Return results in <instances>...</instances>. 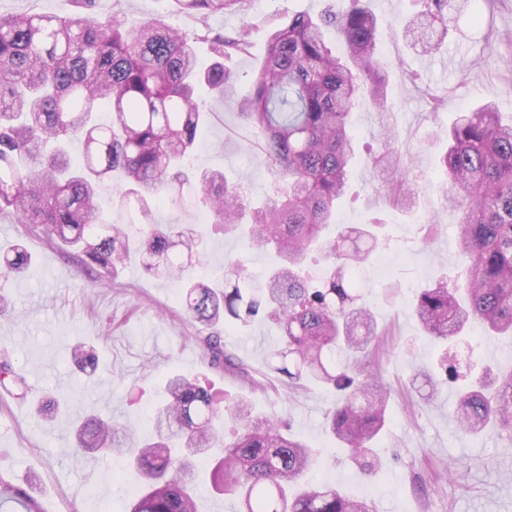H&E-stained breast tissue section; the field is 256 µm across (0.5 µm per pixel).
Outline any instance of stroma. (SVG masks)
Returning <instances> with one entry per match:
<instances>
[{
	"instance_id": "35a3bbf8",
	"label": "stroma",
	"mask_w": 512,
	"mask_h": 512,
	"mask_svg": "<svg viewBox=\"0 0 512 512\" xmlns=\"http://www.w3.org/2000/svg\"><path fill=\"white\" fill-rule=\"evenodd\" d=\"M473 2L484 18L481 32H473L467 16H460L442 48L427 54L409 46L399 28L414 16V0H371L387 110L379 112L367 100L355 106L352 134L358 152L335 221L347 226L380 217L389 241L377 252L375 264L362 272L363 301L386 332L381 373L396 390L390 419L376 443L375 471L355 468L327 428L324 414L335 401L332 391L312 385L292 391L270 374L265 357L278 343L279 332L269 320L221 329L225 351L256 382L250 388L247 379L209 367L196 342L202 328L180 306V282L146 275L134 254L116 275H108L85 266L76 249L49 239L39 226L1 214L0 226L11 231L0 250L23 246L31 261L23 272L0 278L10 310L0 317V356L11 360L29 388L23 401L0 391V472L18 483L37 474L42 512H124L138 475L118 457L66 455L74 418L113 413L139 438H150L158 385L172 372L199 378L229 397L247 394L257 411L284 421L316 450L319 464L308 475L312 483L367 500L375 512H512V438L463 436L452 419L458 397L452 386H442L428 404L408 389L413 374L433 364L439 352L438 343L423 336L411 314L416 294L437 276L453 280L461 271L456 220L442 192L445 135L457 113L487 99L497 104L503 121L512 120V44L505 40L512 34V0ZM328 4L242 0L203 20L180 13L175 0H96V9L122 14L131 24L162 15L189 32L207 26L231 33L251 24L250 54L231 62L239 91L246 94L264 56L269 22L284 23L298 13L316 15ZM425 87L443 98L438 110L428 106L421 93ZM209 103L217 117L200 133L194 164L223 171L229 183L241 185L248 201L264 203L273 195V182L259 149V131L223 100L213 97ZM386 124L412 161L419 198L408 213L388 204L383 176L371 164L383 149ZM152 212L160 224L200 225L206 252L189 267L188 278L220 273L225 260L241 250L237 236L206 224L202 207L165 203ZM432 219L440 223L438 235L420 242L421 224ZM79 343L94 346L102 364L90 387L71 361V349ZM452 349L462 376L487 368L500 375L512 372V341L481 328L458 338ZM50 392L69 395L73 414L38 417L37 407Z\"/></svg>"
}]
</instances>
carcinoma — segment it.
<instances>
[{
  "mask_svg": "<svg viewBox=\"0 0 512 512\" xmlns=\"http://www.w3.org/2000/svg\"><path fill=\"white\" fill-rule=\"evenodd\" d=\"M68 16L0 15V214L36 224L50 239L78 248L89 266L113 273L130 252L142 256L154 277L182 278L185 262L204 256V237L180 224L151 221V204H182L184 188L214 216L226 234L244 233L247 250L277 255L264 284L246 277L243 260L224 266L223 286L183 283L185 315L208 333L197 337L211 365L245 369L225 353L220 323L249 326L264 316L278 325L280 345L267 355L269 371L288 388L311 379L336 391L325 418L333 436L362 471L375 466L373 441L385 429L393 388L376 367L382 330L359 303L353 270L365 266L381 243L370 224L326 236L346 192L356 157L349 115L367 94L384 108L375 37L377 18L367 0H337L320 16L297 14L275 26L251 91L237 94V73L224 61L250 53L249 27L222 34L205 27L182 31L162 18L129 26L112 13H94L96 0H79ZM189 16L222 14L242 0H175ZM405 25L435 50L448 35V12L461 14L468 0H419ZM332 27L341 50L326 41ZM209 45L213 62L199 65L194 45ZM205 84L261 129L260 145L273 176L274 197L249 208L224 173L189 170L198 131L215 118L196 95ZM106 102L111 118L95 111ZM78 142L84 163L74 168L67 146ZM448 208L460 212L458 254L463 279L442 275L421 289L414 315L442 349L433 373L411 381L430 398L457 374L448 342L476 325L512 338V123L499 119L487 101L457 114L442 159ZM373 165L390 176L389 202L409 210L416 194L410 165L389 134ZM118 205L135 208L139 220L114 224L103 218V189L112 174ZM320 251L327 272L316 280L303 270L308 252ZM28 252L0 253V273L24 269ZM73 361L95 373L93 353L82 345ZM0 389L23 399L25 379L0 361ZM154 436L140 443L118 420L77 422L70 452L121 455L142 477L129 512H197L193 459L210 470L212 488L241 499L242 512H373L371 506L333 485L308 486L305 474L318 464L315 451L281 421L255 412L241 394L224 399L201 382L172 374L161 387ZM455 419L474 436L491 429L512 438V372L483 376L458 398ZM35 479L17 484L0 473V512H42L32 494Z\"/></svg>",
  "mask_w": 512,
  "mask_h": 512,
  "instance_id": "obj_1",
  "label": "carcinoma"
}]
</instances>
